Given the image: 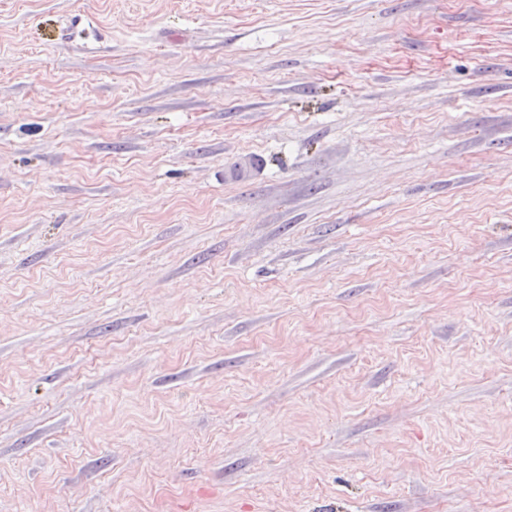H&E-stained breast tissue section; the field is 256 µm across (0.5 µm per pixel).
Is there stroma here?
Segmentation results:
<instances>
[{"mask_svg": "<svg viewBox=\"0 0 512 512\" xmlns=\"http://www.w3.org/2000/svg\"><path fill=\"white\" fill-rule=\"evenodd\" d=\"M0 512H512V0H0Z\"/></svg>", "mask_w": 512, "mask_h": 512, "instance_id": "obj_1", "label": "stroma"}]
</instances>
